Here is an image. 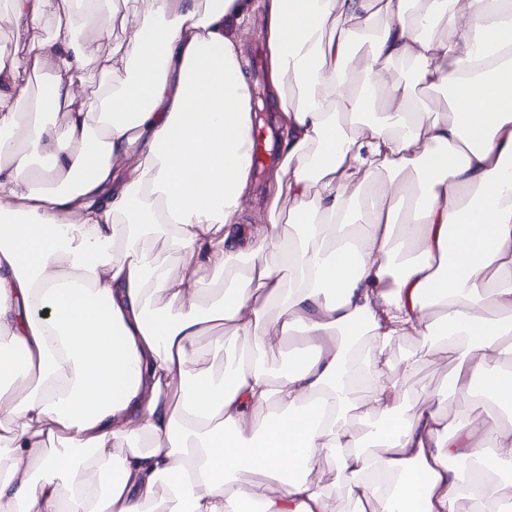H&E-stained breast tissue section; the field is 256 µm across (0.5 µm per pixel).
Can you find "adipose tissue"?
Returning <instances> with one entry per match:
<instances>
[{"mask_svg": "<svg viewBox=\"0 0 512 512\" xmlns=\"http://www.w3.org/2000/svg\"><path fill=\"white\" fill-rule=\"evenodd\" d=\"M0 3L28 37L26 68L48 79L23 112L27 85L0 68V512L512 501V428L466 413L478 383L512 406V0H266L288 130L277 172L299 229L285 240L234 222L251 0H153L142 17L103 0ZM49 16L63 38L39 37ZM115 28L100 58L91 45ZM92 66L128 76L91 100ZM419 85L447 89V111ZM407 169L416 181L398 184ZM160 238L198 271L175 277L150 248ZM233 256L246 275L210 290L204 269ZM227 325L247 346L189 376L197 340ZM296 334L292 369L271 373L267 351ZM406 336L455 366L448 390L403 415L398 380L417 361L390 351ZM324 459L332 493L315 477Z\"/></svg>", "mask_w": 512, "mask_h": 512, "instance_id": "adipose-tissue-1", "label": "adipose tissue"}]
</instances>
